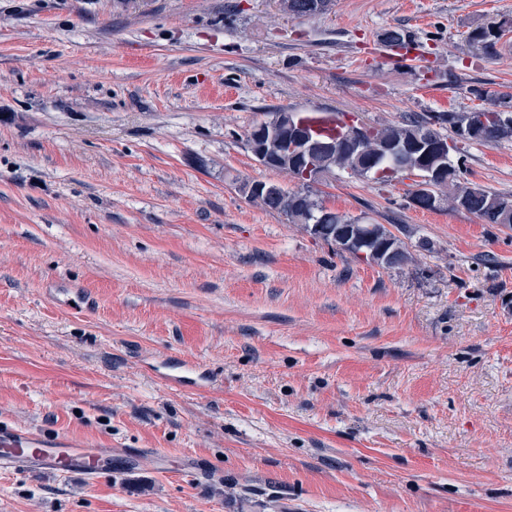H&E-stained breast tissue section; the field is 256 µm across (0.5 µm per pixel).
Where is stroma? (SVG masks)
Returning a JSON list of instances; mask_svg holds the SVG:
<instances>
[{
    "instance_id": "obj_1",
    "label": "stroma",
    "mask_w": 512,
    "mask_h": 512,
    "mask_svg": "<svg viewBox=\"0 0 512 512\" xmlns=\"http://www.w3.org/2000/svg\"><path fill=\"white\" fill-rule=\"evenodd\" d=\"M512 0H0V422L135 448L97 479L0 471V512H512V229L343 171L404 225L386 269L250 201L271 112L370 126L512 92ZM402 26L414 61L379 34ZM512 193V141H459ZM434 252L416 250L419 238ZM502 24L489 22L486 25L478 26L468 34V41L480 46L486 53L494 50L497 42L502 37Z\"/></svg>"
}]
</instances>
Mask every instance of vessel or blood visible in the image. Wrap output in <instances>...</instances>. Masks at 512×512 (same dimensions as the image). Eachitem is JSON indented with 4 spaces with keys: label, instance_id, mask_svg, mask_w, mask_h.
I'll list each match as a JSON object with an SVG mask.
<instances>
[{
    "label": "vessel or blood",
    "instance_id": "vessel-or-blood-1",
    "mask_svg": "<svg viewBox=\"0 0 512 512\" xmlns=\"http://www.w3.org/2000/svg\"><path fill=\"white\" fill-rule=\"evenodd\" d=\"M306 117L326 132L341 131L348 120L346 114L319 109L307 111ZM132 455L127 448H101L66 435L48 436L33 429L0 426V469L4 471L91 479L103 472L124 470Z\"/></svg>",
    "mask_w": 512,
    "mask_h": 512
}]
</instances>
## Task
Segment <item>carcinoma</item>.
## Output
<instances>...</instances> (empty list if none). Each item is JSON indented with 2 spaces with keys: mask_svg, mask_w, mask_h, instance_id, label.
Returning a JSON list of instances; mask_svg holds the SVG:
<instances>
[{
  "mask_svg": "<svg viewBox=\"0 0 512 512\" xmlns=\"http://www.w3.org/2000/svg\"><path fill=\"white\" fill-rule=\"evenodd\" d=\"M501 37L502 25L490 22L473 29L468 34V41L489 53L494 50ZM449 116L451 119L448 120V125H442L437 129L432 127L434 116L428 113L406 116L397 124L381 128H368L369 136L364 143V152L366 157L374 159L373 170L370 172L364 173L357 170L355 159L346 148H338L334 151L318 149L311 154L308 163L313 170L318 172L332 173L340 170L359 178L388 182L393 176V158L387 154V149L394 145L422 141L426 134L432 133L438 140L449 143V146L447 154L434 157L430 164L445 165L448 167V171L433 182L431 194L436 205L428 206L426 210H438L443 203L450 201L456 207L476 214L487 224H497L499 223V209L504 206H512V194L461 182L460 169L455 167L450 153L457 149L453 134L457 133L456 125L458 124H487L492 127L490 138L492 142L511 141L512 127L499 120L497 112L486 108H478L462 114L451 112ZM249 199L270 210L284 214L290 223L302 225L312 235L330 244H338V241L332 237L336 227H354V234L362 242L360 251L364 252L362 256L355 252L352 253V256L357 259L362 258L383 268H399L413 259L407 244L382 224H376L373 229L369 230L364 225H355V218L337 212L334 214V223L321 225L319 231L313 229V219L324 208V205L315 197L308 185L297 191L281 187L279 191L268 194L252 193L249 195Z\"/></svg>",
  "mask_w": 512,
  "mask_h": 512,
  "instance_id": "obj_1",
  "label": "carcinoma"
}]
</instances>
